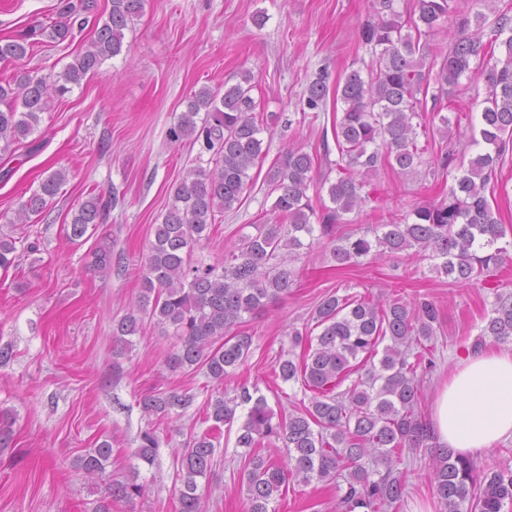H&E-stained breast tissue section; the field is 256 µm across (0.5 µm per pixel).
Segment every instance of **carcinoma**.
Returning a JSON list of instances; mask_svg holds the SVG:
<instances>
[{"mask_svg":"<svg viewBox=\"0 0 512 512\" xmlns=\"http://www.w3.org/2000/svg\"><path fill=\"white\" fill-rule=\"evenodd\" d=\"M458 2L414 0L400 11L396 0H379L376 14L361 28L372 50L370 63L336 80V97L343 103L333 124L337 158L330 159L327 146L323 154L336 179L320 183L328 186L330 205L318 212L307 195L315 185V157L301 147L288 148L265 176L270 193L277 194L275 220L254 225L256 234L224 247L223 257L212 263L193 260L194 249L210 240L216 214L232 209L248 189L249 171L263 158L264 125L249 72L222 94L202 87L186 97L168 136L199 145V152L171 186V201L138 270L142 288L135 305L112 321L113 342L125 346L146 320L172 331L179 345L168 365L202 370L213 383L205 413L213 425L191 436L177 458L176 512H203L198 479L210 475L216 435L239 408L246 415L238 447L286 449L279 460L256 452L245 456L240 479L247 512H276L271 503L294 481L335 485L336 512H389L407 490V474L397 464L402 455L417 452L433 462L430 480L445 512H503L512 506V469L489 473L438 445L421 413L423 378L437 367L430 342L441 321L440 309L427 298L381 304L366 294L328 295L313 313L319 334L289 333L291 346L304 348L302 360L281 357L275 363L283 381L311 393L308 405L280 419L266 398L245 384L235 397L224 398V379L251 354L253 336L242 327L288 294L306 239H328L339 266L355 265L372 252L427 253L437 260L436 272L458 284L494 277L512 264L508 250L498 245L506 228L486 196L497 164L512 150V8L494 12L491 20L480 11L456 19L448 29V51L435 52L430 38L443 30ZM144 8L145 0H111L101 20L95 0L65 7L69 20L52 26L50 37L63 41L74 26L91 20L94 38L67 65L60 85L27 73L0 84V152L34 133L54 96L122 54L125 30ZM28 48L24 39L0 40V61L20 60ZM478 81L485 86L477 103L479 137L473 140L479 150L452 175L448 191L413 208L402 223L376 225L381 233L373 240L356 233L336 236V225L352 223L345 215L360 213L373 195L364 191L363 176L387 167L402 176L419 172L428 146L418 144L420 124L413 119L420 118L426 99H445L451 111L468 84ZM329 84V72L320 70L306 88L303 109L319 111ZM66 179L63 170L50 173L18 207L13 222L25 224L42 213ZM118 203L114 190L89 193L72 216L70 237L82 238ZM16 251L15 240L0 236V269L14 264ZM114 265L121 266V260H113L112 245L98 244L90 267L108 273ZM500 286L497 281L492 287L494 300L473 349L489 338L512 342V295L499 292ZM195 398L187 391L153 392L138 405L148 416L169 418L187 412ZM159 447L156 431L147 429L135 457L151 466ZM111 458L112 445L104 440L77 457L75 467L86 478L103 481ZM137 477L135 466L132 478L107 483L95 512H112L113 504L142 495Z\"/></svg>","mask_w":512,"mask_h":512,"instance_id":"cac0c4a2","label":"carcinoma"}]
</instances>
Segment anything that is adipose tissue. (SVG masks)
Listing matches in <instances>:
<instances>
[{
    "instance_id": "ef3b65f1",
    "label": "adipose tissue",
    "mask_w": 512,
    "mask_h": 512,
    "mask_svg": "<svg viewBox=\"0 0 512 512\" xmlns=\"http://www.w3.org/2000/svg\"><path fill=\"white\" fill-rule=\"evenodd\" d=\"M431 423L440 445L470 456L512 438V349L460 356L438 390Z\"/></svg>"
}]
</instances>
